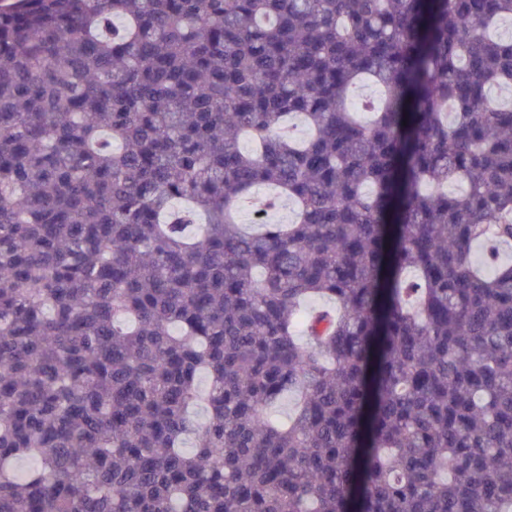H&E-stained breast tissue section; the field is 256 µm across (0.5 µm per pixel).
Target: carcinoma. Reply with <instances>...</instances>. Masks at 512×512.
<instances>
[{"mask_svg": "<svg viewBox=\"0 0 512 512\" xmlns=\"http://www.w3.org/2000/svg\"><path fill=\"white\" fill-rule=\"evenodd\" d=\"M504 19L0 8V512H512V263L472 258L512 240ZM262 185L293 223L237 222Z\"/></svg>", "mask_w": 512, "mask_h": 512, "instance_id": "carcinoma-1", "label": "carcinoma"}]
</instances>
